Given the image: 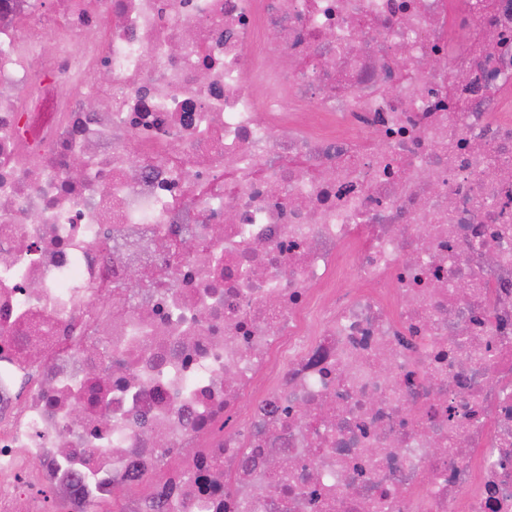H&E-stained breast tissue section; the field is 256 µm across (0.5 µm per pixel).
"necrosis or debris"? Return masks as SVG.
Wrapping results in <instances>:
<instances>
[{
	"instance_id": "4bbe7bcc",
	"label": "necrosis or debris",
	"mask_w": 512,
	"mask_h": 512,
	"mask_svg": "<svg viewBox=\"0 0 512 512\" xmlns=\"http://www.w3.org/2000/svg\"><path fill=\"white\" fill-rule=\"evenodd\" d=\"M42 489L512 512V0H0V512Z\"/></svg>"
}]
</instances>
